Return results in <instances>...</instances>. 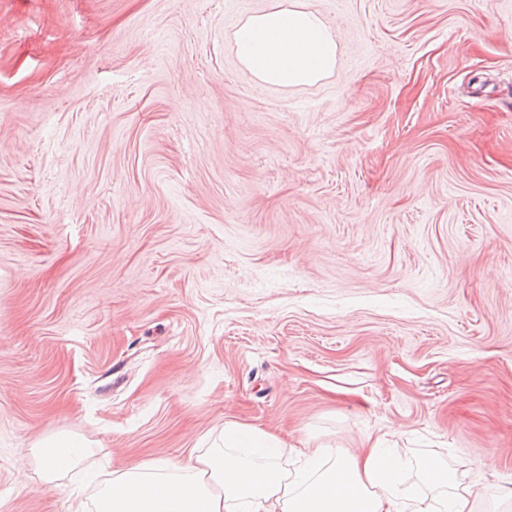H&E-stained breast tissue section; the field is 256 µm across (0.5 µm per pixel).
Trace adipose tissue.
<instances>
[{
	"label": "adipose tissue",
	"instance_id": "obj_1",
	"mask_svg": "<svg viewBox=\"0 0 512 512\" xmlns=\"http://www.w3.org/2000/svg\"><path fill=\"white\" fill-rule=\"evenodd\" d=\"M231 45L240 66L269 85H311L336 69L335 34L300 0L247 15ZM214 445L186 465L159 457L113 471L94 504L76 501L73 512H471L475 488L447 464L423 459L417 484H409L401 459L377 440L357 455L311 450L291 476L281 465L288 445L272 432L228 419ZM88 454L87 442L69 432L33 449L49 485Z\"/></svg>",
	"mask_w": 512,
	"mask_h": 512
}]
</instances>
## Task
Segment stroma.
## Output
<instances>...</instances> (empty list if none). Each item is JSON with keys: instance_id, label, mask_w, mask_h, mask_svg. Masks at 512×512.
<instances>
[{"instance_id": "stroma-1", "label": "stroma", "mask_w": 512, "mask_h": 512, "mask_svg": "<svg viewBox=\"0 0 512 512\" xmlns=\"http://www.w3.org/2000/svg\"><path fill=\"white\" fill-rule=\"evenodd\" d=\"M275 2L0 0V512L228 418L512 512V0H302L336 69L260 87L230 33ZM33 456L44 483L55 485L80 466L89 455L87 442L69 432H59L37 441Z\"/></svg>"}]
</instances>
